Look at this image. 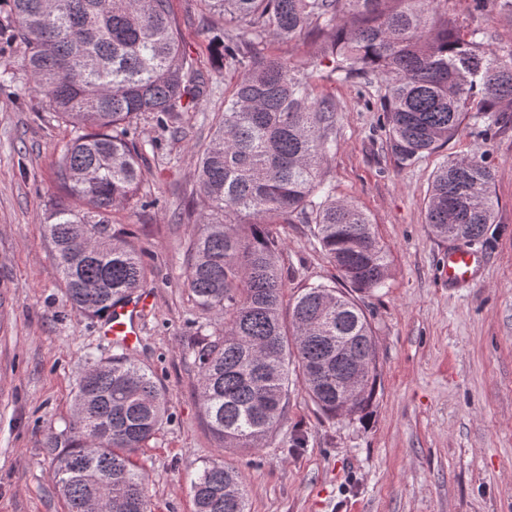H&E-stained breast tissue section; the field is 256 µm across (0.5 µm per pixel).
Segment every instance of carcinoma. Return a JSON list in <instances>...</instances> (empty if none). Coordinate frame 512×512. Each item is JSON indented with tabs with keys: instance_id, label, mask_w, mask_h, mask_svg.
Here are the masks:
<instances>
[{
	"instance_id": "cac0c4a2",
	"label": "carcinoma",
	"mask_w": 512,
	"mask_h": 512,
	"mask_svg": "<svg viewBox=\"0 0 512 512\" xmlns=\"http://www.w3.org/2000/svg\"><path fill=\"white\" fill-rule=\"evenodd\" d=\"M199 24L219 58L243 68L212 117L213 137L195 153L197 194L180 220L196 225L186 279L197 306L224 319L191 346L208 429L221 448L259 449L288 407L291 375L325 415L364 412L378 376L371 324L353 293L384 284L388 261L369 216L338 200L321 167L335 147L336 102L312 95L305 70L260 46L327 30L315 58L341 82L389 76L376 111L401 163L447 144L473 117L491 129L512 112V60L429 19L433 0H196ZM0 40L19 48L27 94L75 136L54 177L63 197L45 225L79 315L107 317L144 288L140 253L109 224L139 197L147 177L140 116L179 122L209 83L183 45L172 0H0ZM480 97L476 114L472 99ZM493 171L464 156L436 171L425 223L442 239L482 241L494 223ZM310 224L321 250L349 284H311L281 314L288 272L275 224ZM72 422L44 448L69 512H151L146 473L130 455L170 415L148 369L116 356L96 363L74 391ZM195 512H248L242 477L220 460L191 481Z\"/></svg>"
}]
</instances>
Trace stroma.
Wrapping results in <instances>:
<instances>
[{"label": "stroma", "instance_id": "obj_1", "mask_svg": "<svg viewBox=\"0 0 512 512\" xmlns=\"http://www.w3.org/2000/svg\"><path fill=\"white\" fill-rule=\"evenodd\" d=\"M173 8L210 94L178 127L151 115L137 124L148 184L112 221L142 251L154 302L130 351L103 336V319L65 304L45 224L58 194L54 161L71 133L22 95L21 57L0 41V512H68L44 443L64 429L80 374L124 353L150 367L169 400L170 420L132 457L148 474L152 512H194L190 479L211 460L241 473L250 512H512V119L487 134L467 124L448 145L402 166L376 110L382 79L342 84L314 69V95L338 108L323 177L336 198L369 216L388 253L383 287L358 296L377 345L375 392L365 417L329 419L291 379L268 447L224 449L199 407L189 350L198 326L221 318L202 313L187 286L194 227L177 215L197 189L193 151L208 145L239 68L218 64L193 0H173ZM432 17L479 31L489 48L512 57V17L504 12L435 0ZM463 154L492 169L498 206L475 247L485 259L480 277L452 289L441 277L451 244L429 233L424 207L437 168ZM277 232L285 302L336 277L309 225Z\"/></svg>", "mask_w": 512, "mask_h": 512}]
</instances>
